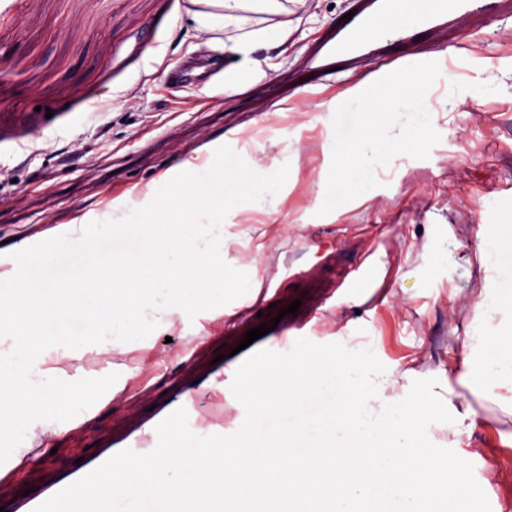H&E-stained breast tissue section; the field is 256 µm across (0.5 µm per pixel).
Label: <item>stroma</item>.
<instances>
[{
    "label": "stroma",
    "mask_w": 512,
    "mask_h": 512,
    "mask_svg": "<svg viewBox=\"0 0 512 512\" xmlns=\"http://www.w3.org/2000/svg\"><path fill=\"white\" fill-rule=\"evenodd\" d=\"M354 0H285L242 11L237 29L202 34L188 22L190 0H0V260L31 279L39 268L22 246H38L48 230L82 226L96 240L93 219L120 200L142 196L192 151H212L248 176L274 173L281 157L292 168L275 222L265 224L264 252L253 233L225 213L224 265L255 269V308L271 323L300 301L294 314L308 333L289 358V372L306 353L329 357L367 343L382 379L367 407L384 422L388 402L403 391L401 373L415 368L429 385L460 355L449 337L483 326L480 291L485 272L471 228H512V15L487 25L431 33L414 41L378 42L366 60L337 63L317 56L329 31ZM291 31L271 45L261 32L280 22ZM253 43L248 72L224 44ZM455 40L460 57L452 84L435 104L441 140L428 158H407L378 172V187L319 215L318 180L327 178L333 144L323 135L333 115L325 101L369 71L386 75L411 60H438ZM291 107L288 120L273 112ZM238 129L241 141L228 138ZM306 223H296L299 214ZM447 242L435 255L426 238ZM369 279L344 283L347 272ZM224 305L176 316L146 348L90 354L75 367L77 391L95 400L107 375L129 376L135 396L121 392L98 408L77 441L55 437L54 455L0 477V507L74 468L78 458L119 442L170 399L177 386L197 385L201 403L223 377V355L244 332L224 327ZM169 364L166 376L154 367ZM477 426L452 425L416 436L439 442L434 471H446L460 452L470 455L467 477L448 473L450 489L466 487L482 512H512V414L474 401Z\"/></svg>",
    "instance_id": "obj_1"
}]
</instances>
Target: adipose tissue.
Returning a JSON list of instances; mask_svg holds the SVG:
<instances>
[{"label":"adipose tissue","mask_w":512,"mask_h":512,"mask_svg":"<svg viewBox=\"0 0 512 512\" xmlns=\"http://www.w3.org/2000/svg\"><path fill=\"white\" fill-rule=\"evenodd\" d=\"M190 23L201 33L221 31L236 22L241 0H190ZM179 178H165L148 188L143 200L113 203L96 220L99 237L88 245L78 232L53 229L48 247L37 258L47 285L31 288L27 278L13 269L0 270V285L10 297L0 305V411L13 418L12 436L21 452L12 467L22 470L39 457L37 434L58 436L69 425L88 420L82 399L76 394L66 368L86 354L108 353L144 339L160 321L158 311L174 315L181 309H202L229 293L251 292L253 278L224 272V206L234 202L244 222L256 217L272 219L288 182V161H281L266 179L244 180L235 167H211L206 153L189 154L179 162ZM156 210L165 226L169 249L188 251L189 274L165 266L142 234L136 248L128 239L138 223L142 207ZM476 236L486 259L485 273L492 284L483 300L489 336H466L462 356L452 374H440L428 389L415 388V369L404 373V395L387 410L389 432L414 435L432 422L453 417L458 432L476 424L472 407H457L458 390L475 398L489 397L512 410V336L499 335L512 327V235L491 233L479 225ZM78 266L86 278L111 275V287L92 295L96 312L109 315L106 328L90 335H77L68 342L42 345L36 328L49 327L51 314L67 322L74 311L73 296L60 288V261ZM369 360L351 349L328 359L308 354L305 366L275 385L255 393L251 386L240 390L252 404L254 419L243 442L227 453L202 447L196 430L181 426L171 454L169 480L173 489H191L200 469L214 477V490L231 502L256 497L261 479L288 480L289 501L301 500L309 512H320L327 486L351 490L357 481L386 482L397 492L394 512H416L420 499L437 494L438 479L429 475L417 449L375 448L365 452L363 440L375 429L362 424L361 404L374 388ZM40 420V433H33V420ZM301 422L303 432L289 435L278 446L288 462L281 471L271 470L267 453V428L279 420ZM343 441H332L337 429ZM130 474L127 485L112 489L113 512H130L135 497L144 495L155 480L150 461L134 453L124 462Z\"/></svg>","instance_id":"1"}]
</instances>
